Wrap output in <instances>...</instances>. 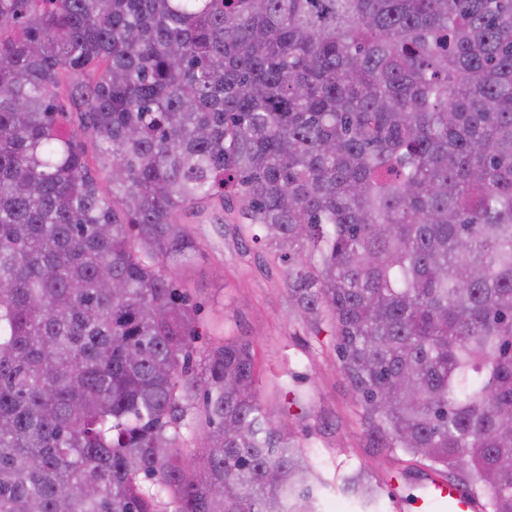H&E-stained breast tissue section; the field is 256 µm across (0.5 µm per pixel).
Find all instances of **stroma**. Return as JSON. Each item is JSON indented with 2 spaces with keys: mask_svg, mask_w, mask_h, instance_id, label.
I'll list each match as a JSON object with an SVG mask.
<instances>
[{
  "mask_svg": "<svg viewBox=\"0 0 512 512\" xmlns=\"http://www.w3.org/2000/svg\"><path fill=\"white\" fill-rule=\"evenodd\" d=\"M184 224L203 247L202 256L178 276L199 310L203 334L197 345L227 336L252 341L261 400L295 426L311 429L309 453L324 480L323 512H359L358 502L340 489V474L352 468H365L383 487L405 488L403 458L367 447L331 340L303 327L283 269L238 235L222 209ZM290 390L308 393L305 405L288 404Z\"/></svg>",
  "mask_w": 512,
  "mask_h": 512,
  "instance_id": "obj_1",
  "label": "stroma"
}]
</instances>
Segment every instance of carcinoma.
<instances>
[{
	"instance_id": "obj_1",
	"label": "carcinoma",
	"mask_w": 512,
	"mask_h": 512,
	"mask_svg": "<svg viewBox=\"0 0 512 512\" xmlns=\"http://www.w3.org/2000/svg\"><path fill=\"white\" fill-rule=\"evenodd\" d=\"M215 199L369 447L512 512V0H0V512H322L252 342L195 346Z\"/></svg>"
}]
</instances>
